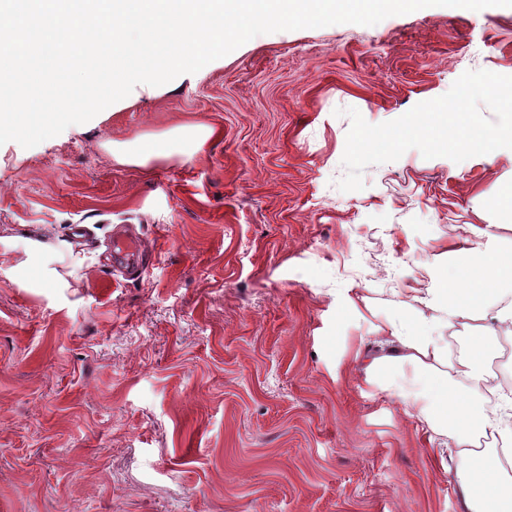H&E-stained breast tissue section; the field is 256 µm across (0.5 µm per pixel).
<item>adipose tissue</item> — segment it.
Wrapping results in <instances>:
<instances>
[{"instance_id":"1","label":"adipose tissue","mask_w":512,"mask_h":512,"mask_svg":"<svg viewBox=\"0 0 512 512\" xmlns=\"http://www.w3.org/2000/svg\"><path fill=\"white\" fill-rule=\"evenodd\" d=\"M212 135L206 125L179 127L168 139L113 143L112 158L144 165L189 156ZM472 231L480 244L454 250L444 287L418 289L415 303H397L379 319L381 341L366 356L365 370L383 380L407 367L429 381V390L404 393L402 402L419 427L452 440L456 452L449 461L467 512H512V452L475 447L477 435L489 431L512 436V397L492 407L477 401L488 388V361L500 348L496 329L512 324V250H500L485 228ZM454 328L464 334L456 354L446 336Z\"/></svg>"}]
</instances>
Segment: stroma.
Here are the masks:
<instances>
[{
	"instance_id": "35a3bbf8",
	"label": "stroma",
	"mask_w": 512,
	"mask_h": 512,
	"mask_svg": "<svg viewBox=\"0 0 512 512\" xmlns=\"http://www.w3.org/2000/svg\"><path fill=\"white\" fill-rule=\"evenodd\" d=\"M512 76V9L427 7L252 38L84 124L0 145V512H462L451 473L356 353L454 244L512 249V149H410L343 192L350 119L395 120L468 70ZM204 124L180 157L112 145ZM87 224L95 242L72 240ZM157 259L113 277L120 227Z\"/></svg>"
}]
</instances>
